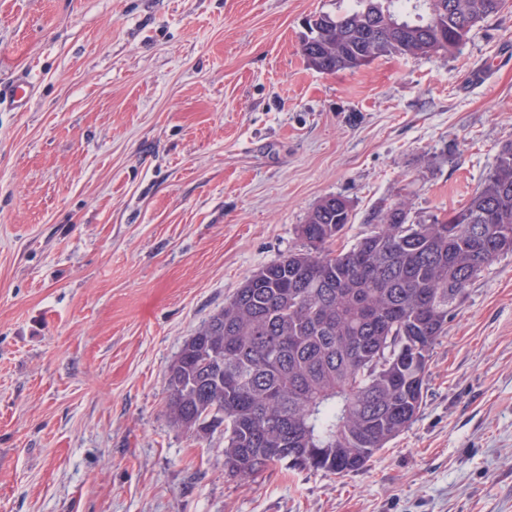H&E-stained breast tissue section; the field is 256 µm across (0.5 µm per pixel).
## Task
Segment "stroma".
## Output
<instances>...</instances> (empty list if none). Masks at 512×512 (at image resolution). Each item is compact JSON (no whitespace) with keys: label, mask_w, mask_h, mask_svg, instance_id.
<instances>
[{"label":"stroma","mask_w":512,"mask_h":512,"mask_svg":"<svg viewBox=\"0 0 512 512\" xmlns=\"http://www.w3.org/2000/svg\"><path fill=\"white\" fill-rule=\"evenodd\" d=\"M348 0H0V512H512V250L467 287L413 424L344 477L224 472L167 413L184 343L306 249L463 205L512 141V0L464 46L308 69ZM34 92L35 85L29 78H19L6 89L0 90V104L5 100L13 109L23 112Z\"/></svg>","instance_id":"1"}]
</instances>
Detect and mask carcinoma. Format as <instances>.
<instances>
[{
  "instance_id": "1",
  "label": "carcinoma",
  "mask_w": 512,
  "mask_h": 512,
  "mask_svg": "<svg viewBox=\"0 0 512 512\" xmlns=\"http://www.w3.org/2000/svg\"><path fill=\"white\" fill-rule=\"evenodd\" d=\"M505 0H350L309 20L301 52L319 73L355 71L385 56L460 49ZM330 195L308 213V248L250 275L182 347L167 371V412L187 432L217 407L224 470L252 478L274 462L343 476L415 420L436 341L465 289L512 234V141L478 190L430 224L405 204L375 216L346 251L351 223Z\"/></svg>"
}]
</instances>
